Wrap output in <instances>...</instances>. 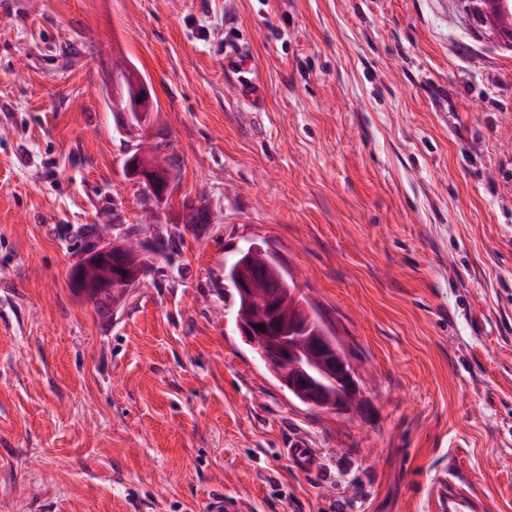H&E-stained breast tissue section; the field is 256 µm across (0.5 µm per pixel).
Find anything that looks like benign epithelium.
I'll list each match as a JSON object with an SVG mask.
<instances>
[{"instance_id":"benign-epithelium-1","label":"benign epithelium","mask_w":512,"mask_h":512,"mask_svg":"<svg viewBox=\"0 0 512 512\" xmlns=\"http://www.w3.org/2000/svg\"><path fill=\"white\" fill-rule=\"evenodd\" d=\"M478 18L500 31L506 21L502 10L503 0H465ZM129 165L148 185L161 184L160 174L143 166L139 157L129 160ZM138 246V239L128 236L115 243L100 247L97 254L84 257L73 268V281L84 294L95 288H109L114 281L132 283L138 275L125 263L126 250ZM239 289L252 307H262L269 316L285 323L295 319L280 311L279 294L276 287L266 289L263 301L256 302L251 283L244 278ZM239 332L253 345L257 354L268 365L276 369L281 384L289 391L300 395L306 403L317 409L334 411L351 418H363L371 400L360 387L349 356L340 340L322 328L309 337L307 345L298 343L296 336H270L260 323L247 326L238 323Z\"/></svg>"}]
</instances>
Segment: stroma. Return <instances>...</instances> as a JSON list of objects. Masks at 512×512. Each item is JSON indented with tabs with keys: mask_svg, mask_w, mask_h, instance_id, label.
I'll use <instances>...</instances> for the list:
<instances>
[{
	"mask_svg": "<svg viewBox=\"0 0 512 512\" xmlns=\"http://www.w3.org/2000/svg\"><path fill=\"white\" fill-rule=\"evenodd\" d=\"M139 80L151 111H113ZM144 134L160 196L127 166ZM105 225L148 268L100 310L71 272ZM254 244L344 341L365 419L238 332L224 267ZM219 496L512 512V48L461 0H0V512ZM283 452L298 468L308 471H315L317 469V457L303 441L291 437L284 443Z\"/></svg>",
	"mask_w": 512,
	"mask_h": 512,
	"instance_id": "35a3bbf8",
	"label": "stroma"
}]
</instances>
